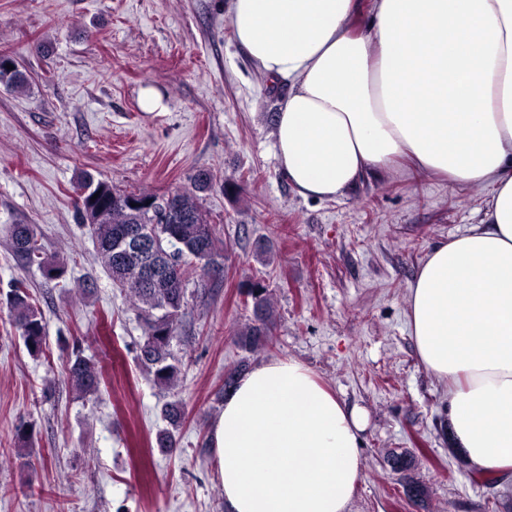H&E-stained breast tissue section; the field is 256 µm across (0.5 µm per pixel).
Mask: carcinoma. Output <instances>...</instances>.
<instances>
[{"mask_svg":"<svg viewBox=\"0 0 512 512\" xmlns=\"http://www.w3.org/2000/svg\"><path fill=\"white\" fill-rule=\"evenodd\" d=\"M0 84L22 92L28 87V79L19 69L9 70L7 65L0 63ZM208 187V177L201 174L192 188L176 190L178 222L174 224H155L150 211L128 207L126 198L129 193L107 181L86 174L76 187L82 223L89 224L98 258L113 283L128 293L141 321L143 341L138 345L137 359L152 374L155 384L165 389L175 387L179 380L180 368L172 362L170 344L176 337L182 315L186 275L191 268L205 275L212 267L224 263L223 242L217 238L197 196ZM132 227L144 229L148 256L170 252L175 257L173 263L163 267L156 280H143L141 269L127 263L114 250L116 238ZM10 247L26 263L37 264L49 280L59 279L67 271V262L63 259L42 257L34 227L30 224L13 225ZM240 288L241 293L251 299L254 319L239 334L238 345L246 352H253L265 346L268 340L273 326V307L263 280H247L240 284ZM6 304L27 351L33 356L43 354L46 323L27 289L21 286L11 289L6 295ZM65 373L67 382L80 396H94L99 392L100 371L80 351L73 352ZM162 417L168 427L157 433L156 443L161 452L168 453L175 447V432L185 419L182 404H165Z\"/></svg>","mask_w":512,"mask_h":512,"instance_id":"carcinoma-1","label":"carcinoma"}]
</instances>
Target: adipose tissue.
Returning <instances> with one entry per match:
<instances>
[{
    "mask_svg": "<svg viewBox=\"0 0 512 512\" xmlns=\"http://www.w3.org/2000/svg\"><path fill=\"white\" fill-rule=\"evenodd\" d=\"M230 0L234 35L288 91L279 169L333 200L409 163L486 190L482 216L409 285L420 364L448 388L452 448L512 475V0ZM366 412L303 362H261L210 424L224 512H352Z\"/></svg>",
    "mask_w": 512,
    "mask_h": 512,
    "instance_id": "obj_1",
    "label": "adipose tissue"
}]
</instances>
